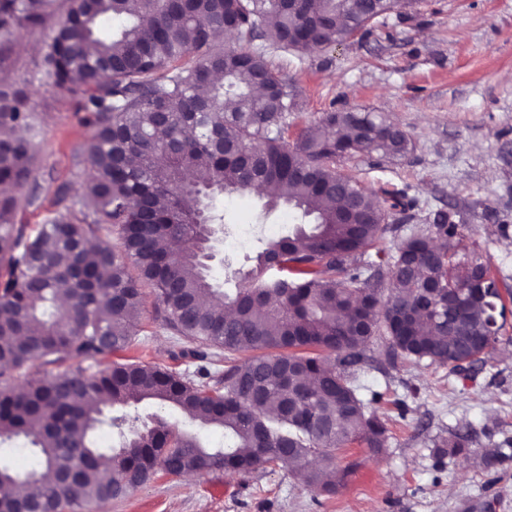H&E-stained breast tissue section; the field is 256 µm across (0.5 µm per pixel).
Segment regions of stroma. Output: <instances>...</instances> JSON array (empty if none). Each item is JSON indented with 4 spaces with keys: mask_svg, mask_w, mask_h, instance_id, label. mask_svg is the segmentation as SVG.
Returning <instances> with one entry per match:
<instances>
[{
    "mask_svg": "<svg viewBox=\"0 0 512 512\" xmlns=\"http://www.w3.org/2000/svg\"><path fill=\"white\" fill-rule=\"evenodd\" d=\"M46 30L17 37L6 85L37 69ZM301 109L288 117L297 134L324 112H372L409 138L406 156L360 153L337 160L339 172L401 199L378 246L392 256L402 240L429 234L437 212L456 224L460 258L489 264L506 314L484 365L461 374L428 362L389 364L388 342L372 336L369 361L357 368L367 411L385 421V445L374 453L353 443L337 453L349 467L345 485L328 495L300 472L270 464L243 476L209 471L157 474L124 498L85 504L78 512H512V0H415L370 23L346 42L303 55L268 51ZM42 128L37 184L42 223L56 190L76 191L90 163L82 150L91 130L63 90L33 87ZM225 233L214 243L211 274L224 289L249 266L260 241L301 223L288 208L267 210L259 193L220 199ZM176 340L146 295L139 333L126 357L196 380L201 361ZM469 434L463 452L438 447L450 433Z\"/></svg>",
    "mask_w": 512,
    "mask_h": 512,
    "instance_id": "35a3bbf8",
    "label": "stroma"
}]
</instances>
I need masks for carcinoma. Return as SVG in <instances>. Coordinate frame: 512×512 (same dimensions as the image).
<instances>
[{"instance_id": "obj_1", "label": "carcinoma", "mask_w": 512, "mask_h": 512, "mask_svg": "<svg viewBox=\"0 0 512 512\" xmlns=\"http://www.w3.org/2000/svg\"><path fill=\"white\" fill-rule=\"evenodd\" d=\"M401 0H0V65L23 31L50 29L39 69L24 86H0V445L19 442L34 463L0 465V487L23 477L38 493L0 497V512H74L126 496L158 472L246 475L281 463L334 494L347 470L336 449L383 446L385 426L365 411L354 368L385 329L390 360H427L465 372L494 348L490 311L448 294L476 275L501 299L489 265L457 262L456 225L440 212L429 235L391 256L382 296L365 260L385 231L377 194L332 167L337 159L410 152L405 134L371 112L331 111L288 141L298 103L271 68L268 47L304 54L364 29ZM330 29L322 27L323 20ZM108 21L116 30L100 39ZM237 38L227 48L220 36ZM65 90L92 129L81 190L28 232L40 207L34 173L41 127L28 87ZM233 108L226 109V104ZM269 189L267 205L313 218L268 241L238 288L216 287L205 255L223 223L226 192ZM117 233L118 243L102 241ZM98 241L88 261L87 241ZM176 241L180 250H163ZM343 251L336 257L333 250ZM179 340L215 349L205 381L133 360L144 289ZM69 302L60 304L59 296ZM266 295L272 303L255 300ZM211 305L205 307L201 299ZM157 401L224 430V447L157 416L123 432L112 455L95 439L107 407ZM110 459L112 467L101 468Z\"/></svg>"}]
</instances>
